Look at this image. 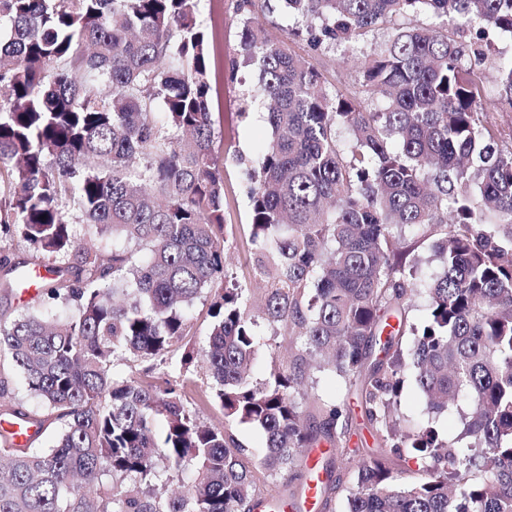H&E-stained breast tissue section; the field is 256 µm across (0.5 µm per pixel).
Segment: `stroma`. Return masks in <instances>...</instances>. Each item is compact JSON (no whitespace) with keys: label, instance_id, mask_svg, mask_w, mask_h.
Masks as SVG:
<instances>
[{"label":"stroma","instance_id":"stroma-1","mask_svg":"<svg viewBox=\"0 0 512 512\" xmlns=\"http://www.w3.org/2000/svg\"><path fill=\"white\" fill-rule=\"evenodd\" d=\"M237 0H202L199 22L209 37V68L212 84V112L221 121L215 152L224 168V236L227 262L241 285L248 288L253 306L263 301L261 283L248 260L250 244L249 200L244 190L247 172L257 166L264 140L268 135L267 110L261 103H253L248 112L240 107L248 90L256 81L252 68L235 67L239 58L240 16ZM389 38L384 29L374 30L358 49L336 48L328 52H315L304 42L294 43L296 53L307 56L312 65L336 87L362 92L364 62L374 49ZM434 238L408 230L399 238V247L407 263L417 264L420 275L438 272ZM307 386L324 400L347 401L353 406L352 428L362 439L370 434L357 409V398L346 391L342 380L332 372L310 369Z\"/></svg>","mask_w":512,"mask_h":512}]
</instances>
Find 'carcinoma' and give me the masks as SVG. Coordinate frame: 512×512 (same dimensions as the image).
<instances>
[{
    "label": "carcinoma",
    "instance_id": "obj_1",
    "mask_svg": "<svg viewBox=\"0 0 512 512\" xmlns=\"http://www.w3.org/2000/svg\"><path fill=\"white\" fill-rule=\"evenodd\" d=\"M258 1L271 9L237 6L252 98L268 102L248 174L256 314L225 264L201 0H0V240L53 260L37 307L0 322V352L61 423L51 448L13 445L10 426L39 434L44 420L0 376V512H274L300 503L312 469L325 509L335 460L307 461L324 443L362 457L346 512H512V148L489 122L512 110V59L496 95L478 68L490 35L512 33V0H278L304 20L289 36L316 51L390 30L364 99L271 38ZM420 14L432 23L413 24ZM398 228L436 238L439 273L405 271ZM107 235L123 242L109 255L93 240ZM205 289L207 341L187 350ZM49 303L76 315L56 319ZM260 319L288 353L274 350L257 384ZM117 360L135 376L115 377ZM196 362L210 383L192 378ZM312 366L356 389L377 447H349L351 410L308 392ZM410 367L430 413L419 423L401 411ZM459 401L464 447L437 426ZM203 405L264 434L259 462ZM163 464L194 478L160 490ZM261 473L286 474L284 490H264Z\"/></svg>",
    "mask_w": 512,
    "mask_h": 512
}]
</instances>
